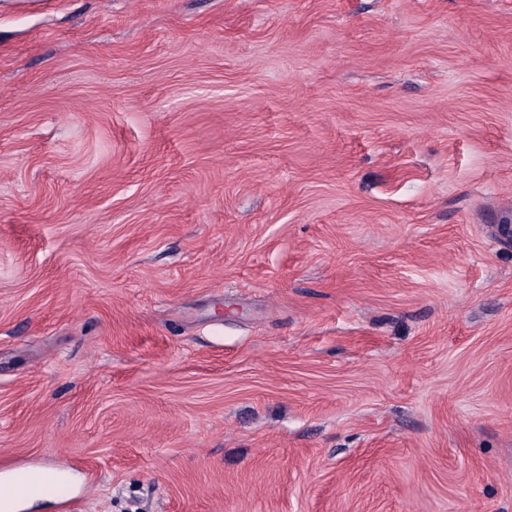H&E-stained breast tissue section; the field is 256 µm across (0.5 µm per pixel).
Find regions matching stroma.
I'll list each match as a JSON object with an SVG mask.
<instances>
[{
    "mask_svg": "<svg viewBox=\"0 0 512 512\" xmlns=\"http://www.w3.org/2000/svg\"><path fill=\"white\" fill-rule=\"evenodd\" d=\"M512 0H0V473L29 512H512ZM39 486L42 491L54 492L56 483L47 475L45 470H20L15 473L11 480L10 493L15 497L19 493H28L33 486ZM40 498L36 493H28L24 497L11 500L10 510L19 511L23 509L24 504Z\"/></svg>",
    "mask_w": 512,
    "mask_h": 512,
    "instance_id": "1",
    "label": "stroma"
}]
</instances>
